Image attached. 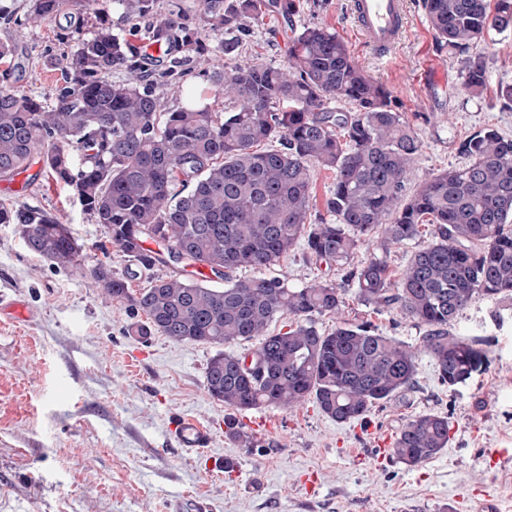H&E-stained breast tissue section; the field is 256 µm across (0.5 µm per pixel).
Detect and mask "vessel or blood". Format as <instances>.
<instances>
[{"mask_svg": "<svg viewBox=\"0 0 512 512\" xmlns=\"http://www.w3.org/2000/svg\"><path fill=\"white\" fill-rule=\"evenodd\" d=\"M351 15L360 45L377 58H387L405 27V0H351ZM0 319L28 324L33 314L23 300L0 295ZM212 439L211 428L193 416H176L170 425L171 442L185 454L205 452Z\"/></svg>", "mask_w": 512, "mask_h": 512, "instance_id": "obj_1", "label": "vessel or blood"}]
</instances>
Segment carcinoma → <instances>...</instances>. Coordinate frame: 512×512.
<instances>
[{
  "label": "carcinoma",
  "instance_id": "cac0c4a2",
  "mask_svg": "<svg viewBox=\"0 0 512 512\" xmlns=\"http://www.w3.org/2000/svg\"><path fill=\"white\" fill-rule=\"evenodd\" d=\"M83 0H28L27 18L69 17ZM153 0H106L137 20ZM438 44L462 56L464 87L476 96L486 82L481 44L489 32H512V0H422ZM204 23L224 33V55L237 56L243 20L276 13L291 18L298 0H199ZM66 58L63 84L52 98L18 95L0 87V180L27 172L33 158L42 173L68 186L112 243L147 269L169 268L134 292L127 276L103 260L87 269L95 287L146 320L136 336L215 345L258 340L248 355L218 352L205 371L210 396L236 411L292 408L308 401L345 423L409 389L416 355L368 323H339L324 334L315 317L339 313L341 288L319 281L290 288L272 277L230 281L240 268L262 270L304 246L310 260L344 265L375 235L386 245L421 235L432 240L395 276L374 258L351 272L363 305L395 308L427 327L423 344L442 383L470 380L486 363L476 342L454 332L460 314L480 297L512 298V138L487 127L460 144L466 162L433 173L415 189L409 172L422 151L417 133L390 91L356 65L347 45L324 27L295 34L287 64L239 66L230 75H206L213 99L234 100L224 113L195 97L162 111L147 89L144 45L122 39L101 23L91 36L80 26ZM147 46L170 61L163 74L203 56L184 16L172 13L145 31ZM18 47L0 42L5 81ZM133 77L112 80V72ZM350 105L330 107L332 101ZM277 140L280 148L257 149ZM335 173L326 200L335 221L311 224L317 169ZM0 224L19 226L31 253L57 266L74 265L81 246L50 212L0 208ZM158 250L146 254L141 243ZM205 267L227 282L198 277ZM287 320L272 333L271 323ZM225 434L243 448L252 437L234 415ZM448 419L423 414L404 423L391 448L416 466L448 447Z\"/></svg>",
  "mask_w": 512,
  "mask_h": 512
}]
</instances>
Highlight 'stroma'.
<instances>
[{
    "label": "stroma",
    "instance_id": "stroma-1",
    "mask_svg": "<svg viewBox=\"0 0 512 512\" xmlns=\"http://www.w3.org/2000/svg\"><path fill=\"white\" fill-rule=\"evenodd\" d=\"M302 2L293 20L274 14L249 21L232 61L224 56L223 34L200 21L198 0H153L152 18L180 5L208 48L179 81L182 89L170 78L152 80L163 111L185 106L188 90L204 86V72H230L251 61L283 65L295 32L318 25L336 32L357 65L387 87L418 133L423 147L411 186L462 165L459 145L476 131L493 127L512 137V110L499 97L500 86L512 83V34L487 36L486 83L474 97L462 85L459 59L438 48L421 0H406V29L384 62L359 46L350 0ZM0 3L13 13L11 20L0 19V42L16 39L22 46L8 88L52 94L74 40L53 22L27 20V0ZM437 64L443 86L432 104L421 74ZM19 205L59 215L80 244L82 260L53 265L24 247L16 225L0 224V294L22 297L34 314L27 326L0 323V512H169L174 500L195 498L207 499L211 512H467L475 491L512 500V464L490 462L495 450L512 452V303L480 298L459 316L456 334L477 341L488 360L481 372L450 388L423 347L425 326L354 296L351 268L375 257L401 271L425 238L388 247L373 237L339 269L311 262L297 247L260 272L292 287L324 279L339 284L345 305L339 316L316 317L317 328L328 333L340 321L370 322L414 351L417 375L411 388L362 420L339 423L310 403L240 412L242 424L261 417L268 422L252 430V447L242 448L224 434L228 407L205 389L216 347L128 334L134 315L93 288L84 272L105 258L120 275L130 261L67 188L45 176L30 185L21 175L0 181V206ZM260 273L241 268L235 276ZM181 413L212 427L214 441L204 457H185L170 443L169 423ZM424 413L447 417V448L415 467L393 457L377 461L378 444L393 443L408 419ZM227 454L237 456V471L212 467ZM309 471L318 475L311 493L301 481Z\"/></svg>",
    "mask_w": 512,
    "mask_h": 512
}]
</instances>
